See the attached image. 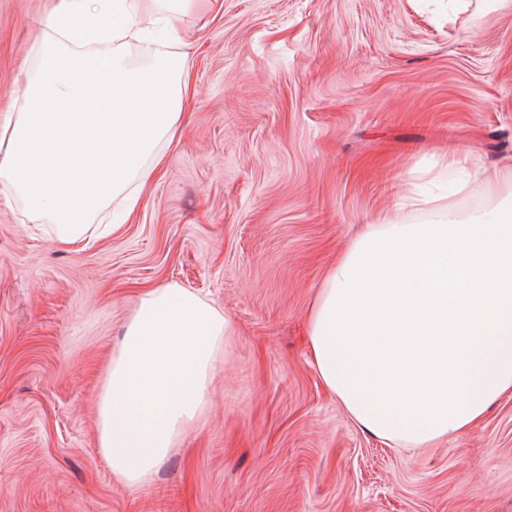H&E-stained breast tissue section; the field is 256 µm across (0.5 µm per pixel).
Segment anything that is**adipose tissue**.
<instances>
[{
    "label": "adipose tissue",
    "instance_id": "1",
    "mask_svg": "<svg viewBox=\"0 0 512 512\" xmlns=\"http://www.w3.org/2000/svg\"><path fill=\"white\" fill-rule=\"evenodd\" d=\"M223 0H55L16 118L0 124V183L58 242L81 250L115 197L133 214L165 167L195 94L179 22ZM148 50L135 62L131 44ZM327 267L307 334L316 371L348 415L400 448H429L477 424L512 393V204L463 216L450 195L406 189L395 211ZM232 333L182 288L144 291L97 402L113 477L138 485L206 404L214 354Z\"/></svg>",
    "mask_w": 512,
    "mask_h": 512
}]
</instances>
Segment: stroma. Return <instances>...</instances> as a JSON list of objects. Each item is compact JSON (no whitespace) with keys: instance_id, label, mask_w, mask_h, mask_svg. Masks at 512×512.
Listing matches in <instances>:
<instances>
[{"instance_id":"stroma-1","label":"stroma","mask_w":512,"mask_h":512,"mask_svg":"<svg viewBox=\"0 0 512 512\" xmlns=\"http://www.w3.org/2000/svg\"><path fill=\"white\" fill-rule=\"evenodd\" d=\"M180 24L197 95L132 218L84 249L0 190V512H512V394L392 448L324 388L306 327L328 259L423 171L512 168V0H223ZM52 0H0V121ZM457 158L458 167L447 164ZM229 318L208 403L149 480L116 481L96 400L143 291Z\"/></svg>"}]
</instances>
